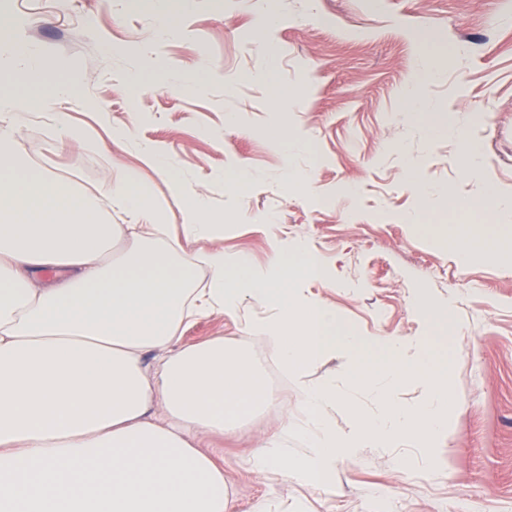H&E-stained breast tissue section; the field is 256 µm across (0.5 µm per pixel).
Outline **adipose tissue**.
<instances>
[{"label": "adipose tissue", "mask_w": 512, "mask_h": 512, "mask_svg": "<svg viewBox=\"0 0 512 512\" xmlns=\"http://www.w3.org/2000/svg\"><path fill=\"white\" fill-rule=\"evenodd\" d=\"M18 107L0 96V512H230L211 439L276 398L254 340L292 374L352 357L343 383L303 389V455L288 453L283 429L264 438L254 470L324 484L361 449L446 439L453 361L341 331L335 308L296 286L321 277L314 256L291 262L275 246L255 266L226 254L224 226L199 196L183 223L162 224L150 186L124 172L106 193L135 223L93 217L69 182L17 156ZM250 297L271 318L243 323L234 338L182 344L189 318L238 319ZM411 380L424 399L400 406Z\"/></svg>", "instance_id": "1"}]
</instances>
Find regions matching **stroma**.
I'll list each match as a JSON object with an SVG mask.
<instances>
[{
	"label": "stroma",
	"instance_id": "obj_1",
	"mask_svg": "<svg viewBox=\"0 0 512 512\" xmlns=\"http://www.w3.org/2000/svg\"><path fill=\"white\" fill-rule=\"evenodd\" d=\"M265 12L275 23L260 41ZM162 15L177 36L153 34ZM0 18V68H22L14 41L52 69L40 85H0L51 101L15 130L21 158L94 197L112 224L134 221L103 193L126 169L151 180L163 223H181L183 197L200 195L224 222L225 253L261 263L272 246L293 259L305 245L326 275L301 291L344 329L421 339L428 358L454 361L446 442L368 448L328 484L299 487L248 459L283 425L301 454L298 381H343L349 362L307 363L297 381L253 345L278 399L224 441L231 512L259 499L270 512H512V261L438 238L467 224L463 203L489 213L512 196V0H6ZM270 67L279 102L260 79ZM75 72L81 86L59 92ZM58 111L89 140H53ZM462 131L481 147L478 170ZM141 143L178 184L143 166ZM234 173L246 180L237 196L224 183ZM412 180L436 196L421 202ZM423 209L426 227L413 222Z\"/></svg>",
	"mask_w": 512,
	"mask_h": 512
}]
</instances>
